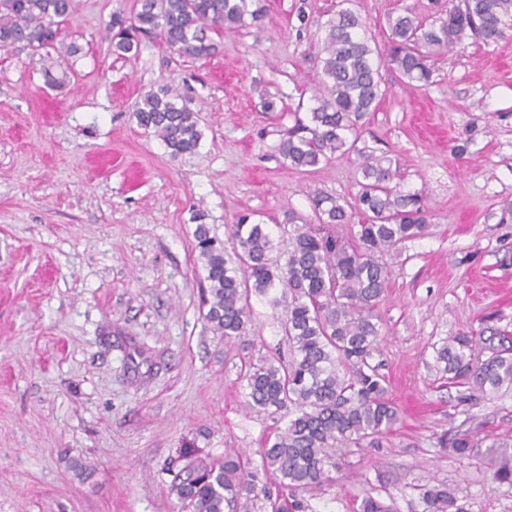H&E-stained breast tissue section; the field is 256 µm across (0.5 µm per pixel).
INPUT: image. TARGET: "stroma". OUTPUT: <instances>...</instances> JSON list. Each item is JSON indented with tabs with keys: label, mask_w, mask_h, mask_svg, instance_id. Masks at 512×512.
Returning a JSON list of instances; mask_svg holds the SVG:
<instances>
[{
	"label": "stroma",
	"mask_w": 512,
	"mask_h": 512,
	"mask_svg": "<svg viewBox=\"0 0 512 512\" xmlns=\"http://www.w3.org/2000/svg\"><path fill=\"white\" fill-rule=\"evenodd\" d=\"M258 22L224 29L219 53L179 55L146 38L112 52L106 25L133 0H74L47 86L27 47L0 49V512H178L170 468L182 449L253 454L275 429L245 406L249 365L288 359L281 312L250 299L249 336L213 333L194 229L231 244L238 216L281 241L312 198L352 200L356 157L311 172L278 152L313 106L320 22L337 0H260ZM384 41L388 14L424 16L448 0H355ZM385 96L363 145L397 160L400 190L423 195L425 236L390 259L373 354L400 419L376 448H353L341 482L304 491L313 512H356L363 497L425 512L442 483L466 512H512V486L480 456L449 453L460 424L512 434V394L459 401L430 370L448 337L512 338V29L438 59L429 85L381 70ZM166 86L202 117L194 154L171 159L138 126L135 104ZM277 109H263L265 99Z\"/></svg>",
	"instance_id": "obj_1"
}]
</instances>
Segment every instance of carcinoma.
<instances>
[{"label": "carcinoma", "instance_id": "carcinoma-1", "mask_svg": "<svg viewBox=\"0 0 512 512\" xmlns=\"http://www.w3.org/2000/svg\"><path fill=\"white\" fill-rule=\"evenodd\" d=\"M251 2L136 0L130 17L116 14L108 23L112 51L128 54L140 37L155 36L181 55H214L219 44L209 33L261 19L262 8L250 9ZM72 11L73 0H0V48L54 45ZM321 27L316 105L307 120H297L288 130L278 150L296 169L354 153L359 190L346 206L329 196L314 197L313 223L289 217L288 245L277 257L265 224L248 215L233 225L231 254L208 225H196L210 328L226 339L246 336L252 326L251 295L267 296L275 307L286 298L284 331L293 357L265 360L244 374L248 407L284 423L255 451L261 470L234 450L215 459L186 449L184 465L170 483L183 512H311L298 491L338 480V451L374 447L399 421L387 379L370 363L379 337L374 307L388 283L387 259L424 235L428 216L420 194L393 185L399 170L392 160L358 146L363 120L384 95L381 62L425 86L436 58L449 47L472 37L487 44L502 38L512 28V0H461L444 17L422 18L406 10L388 18L382 45L352 0H339ZM134 117L173 158L192 154L199 145V113L168 89L145 93ZM354 210L365 216L363 223H351ZM496 336L450 337L434 350L436 374L450 386L486 396L512 393V348L492 346ZM448 444L462 456L484 449L493 478L512 486L511 436L487 444L474 430L458 429ZM261 471L275 475L277 483L260 480ZM422 499L429 512H466L444 485L423 488ZM357 512L392 508L367 496Z\"/></svg>", "mask_w": 512, "mask_h": 512}]
</instances>
